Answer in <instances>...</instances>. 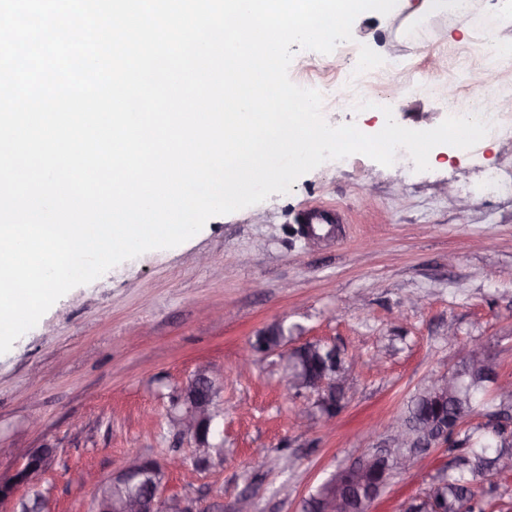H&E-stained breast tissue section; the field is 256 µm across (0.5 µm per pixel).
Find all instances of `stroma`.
I'll use <instances>...</instances> for the list:
<instances>
[{"instance_id":"35a3bbf8","label":"stroma","mask_w":512,"mask_h":512,"mask_svg":"<svg viewBox=\"0 0 512 512\" xmlns=\"http://www.w3.org/2000/svg\"><path fill=\"white\" fill-rule=\"evenodd\" d=\"M398 0L367 11L331 55L296 50L293 83L333 91L332 124L371 130L381 120L356 105L376 92L395 121L428 130L477 104L494 112V139L464 150L434 147L429 168L383 166L354 154L302 175L289 193L212 217L181 245L126 260L61 297L0 354V481L23 465V448L55 449L33 481L17 484L0 512L42 496L45 512H91L99 486L134 459L166 464L163 492L203 512H302L331 474L386 439L427 381L456 369L483 342L512 380V192L488 188L512 174V70L489 67V42L512 44V13L449 41V0L423 15ZM371 67H362L363 58ZM333 217L300 232L311 206ZM288 338L238 376L240 354L276 320ZM355 363L335 423L288 384L287 355L309 342ZM224 376L207 467L168 411L201 364ZM436 448L427 467L395 475L370 512H403L452 466Z\"/></svg>"}]
</instances>
